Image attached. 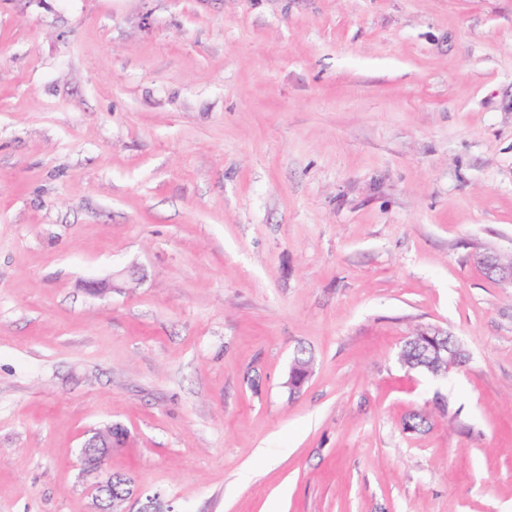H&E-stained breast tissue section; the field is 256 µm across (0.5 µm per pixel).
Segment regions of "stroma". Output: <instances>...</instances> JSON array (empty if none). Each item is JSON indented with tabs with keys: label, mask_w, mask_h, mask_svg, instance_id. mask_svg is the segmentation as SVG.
<instances>
[{
	"label": "stroma",
	"mask_w": 512,
	"mask_h": 512,
	"mask_svg": "<svg viewBox=\"0 0 512 512\" xmlns=\"http://www.w3.org/2000/svg\"><path fill=\"white\" fill-rule=\"evenodd\" d=\"M485 253L512 0H0V512H92L111 423L175 512H512ZM427 327L452 382L398 361ZM117 425L119 426L117 423L110 424L101 429L88 431L80 449L83 472L94 479L91 484L94 512H130L123 506L131 499L140 496L136 488L128 495L113 493L112 481L115 473L103 469L106 458L112 454V448L121 446L120 443L114 442L113 437V431Z\"/></svg>",
	"instance_id": "35a3bbf8"
}]
</instances>
